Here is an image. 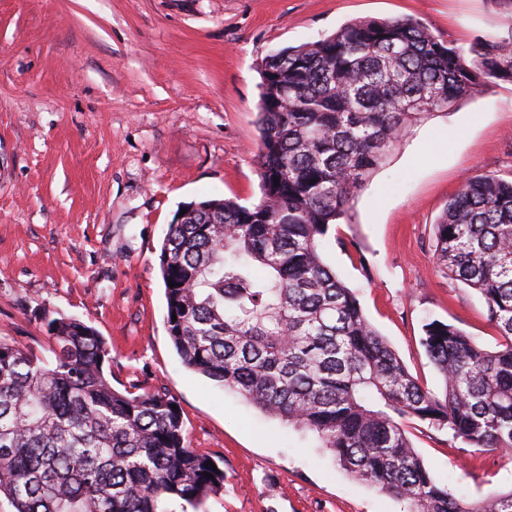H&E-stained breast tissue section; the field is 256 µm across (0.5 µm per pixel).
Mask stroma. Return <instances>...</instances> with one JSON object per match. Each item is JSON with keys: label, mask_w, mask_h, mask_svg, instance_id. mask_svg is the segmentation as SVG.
Wrapping results in <instances>:
<instances>
[{"label": "stroma", "mask_w": 512, "mask_h": 512, "mask_svg": "<svg viewBox=\"0 0 512 512\" xmlns=\"http://www.w3.org/2000/svg\"><path fill=\"white\" fill-rule=\"evenodd\" d=\"M413 18L441 41L512 34V0H0V339L48 356L42 315L93 326L112 385L165 389L191 447L224 469L205 512H403L314 433L185 367L159 255L191 202H258V64L361 19ZM512 180V83L425 120L321 246L373 327L431 392L436 319L495 348L483 299L446 275L433 226L471 174ZM435 479L472 500L512 490V455L407 426Z\"/></svg>", "instance_id": "35a3bbf8"}]
</instances>
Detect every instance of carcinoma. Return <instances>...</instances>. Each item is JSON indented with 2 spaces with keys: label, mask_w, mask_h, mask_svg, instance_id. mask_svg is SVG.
<instances>
[{
  "label": "carcinoma",
  "mask_w": 512,
  "mask_h": 512,
  "mask_svg": "<svg viewBox=\"0 0 512 512\" xmlns=\"http://www.w3.org/2000/svg\"><path fill=\"white\" fill-rule=\"evenodd\" d=\"M258 68L259 202L191 203L161 248L182 363L315 433L343 470L406 512H512V490L468 501L440 484L403 425L512 451V180L469 176L434 224L439 261L481 295L501 338L490 350L427 322L440 394L406 369L321 252L412 127L487 83H512V37L464 50L416 19H364ZM44 325L50 360L0 340V495L15 512H168L169 499L196 508L224 490V470L189 446L168 392L114 389L94 327L65 316Z\"/></svg>",
  "instance_id": "cac0c4a2"
}]
</instances>
